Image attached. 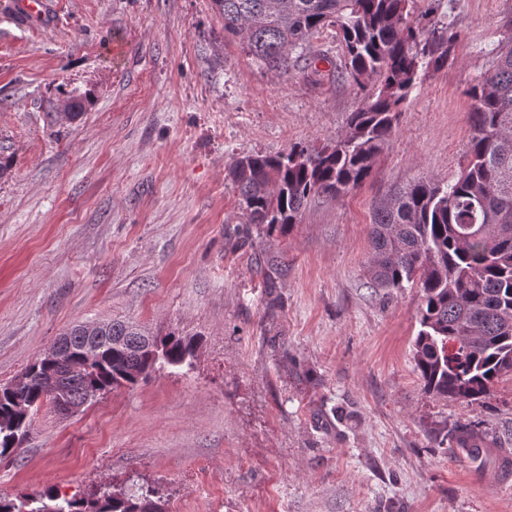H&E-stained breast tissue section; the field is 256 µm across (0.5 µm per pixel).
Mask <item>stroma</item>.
<instances>
[{
    "label": "stroma",
    "instance_id": "stroma-1",
    "mask_svg": "<svg viewBox=\"0 0 512 512\" xmlns=\"http://www.w3.org/2000/svg\"><path fill=\"white\" fill-rule=\"evenodd\" d=\"M19 23L0 0V383L72 326L124 320L196 336L191 367L64 416L41 406L0 459V497L154 489L166 512H512V480L453 455L450 431L512 448V374L478 401L423 391L414 288H368L377 203L465 162L467 88L512 36V0H417L461 33L420 71L356 189L312 198L287 234L246 223L238 157L330 144L363 101L317 74L281 80L224 38L211 0H51ZM89 93L76 120L58 107Z\"/></svg>",
    "mask_w": 512,
    "mask_h": 512
}]
</instances>
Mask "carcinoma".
<instances>
[{"mask_svg":"<svg viewBox=\"0 0 512 512\" xmlns=\"http://www.w3.org/2000/svg\"><path fill=\"white\" fill-rule=\"evenodd\" d=\"M224 19V37L239 40L268 72L286 78L292 56L302 55L322 29L336 32L344 54L336 76L364 91L345 132L320 149L291 148L276 155L246 154L229 168L247 223L267 233L298 223L311 198H336L356 188L391 137L401 107L422 69L448 63L461 33L449 26L429 32L409 22L414 0H212ZM466 94L472 101L466 165L443 184L418 180L376 206L369 237L371 288L419 289L420 329L413 342L414 371L428 394L479 400L512 373V39L491 51V64ZM89 94L61 105L80 117ZM104 338L89 343L81 326L68 335L73 359L39 357L29 365L30 412L53 394L42 384L59 377L69 400L87 391L134 387L158 366L191 364L197 342L173 333L160 340L158 356L131 348L141 329L109 323ZM29 418L18 414L0 389V458L26 435ZM57 504L53 490L39 505L0 498V512H41ZM59 512H163L149 487L131 493L101 487L89 498L68 499Z\"/></svg>","mask_w":512,"mask_h":512,"instance_id":"cac0c4a2","label":"carcinoma"}]
</instances>
